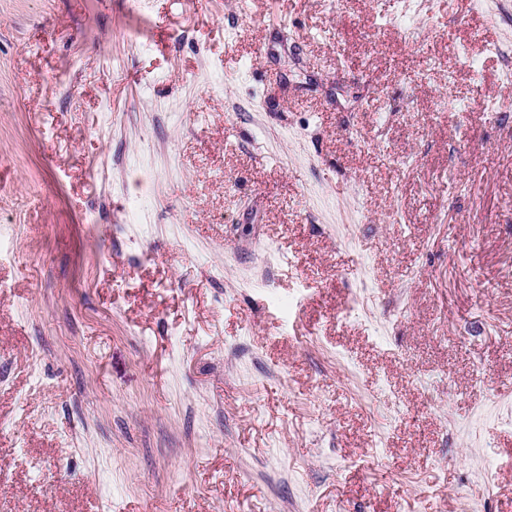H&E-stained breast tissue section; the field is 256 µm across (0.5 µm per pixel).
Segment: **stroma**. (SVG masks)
Instances as JSON below:
<instances>
[{"mask_svg": "<svg viewBox=\"0 0 512 512\" xmlns=\"http://www.w3.org/2000/svg\"><path fill=\"white\" fill-rule=\"evenodd\" d=\"M508 16L0 0V512H512Z\"/></svg>", "mask_w": 512, "mask_h": 512, "instance_id": "1", "label": "stroma"}]
</instances>
